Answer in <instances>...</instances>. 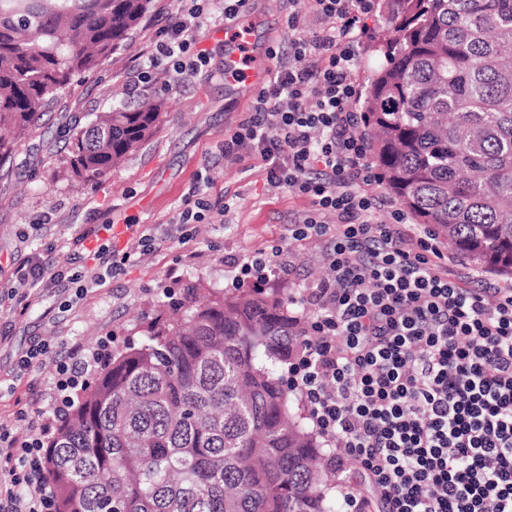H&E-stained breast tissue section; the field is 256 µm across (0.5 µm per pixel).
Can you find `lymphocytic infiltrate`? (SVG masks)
<instances>
[{"label":"lymphocytic infiltrate","mask_w":512,"mask_h":512,"mask_svg":"<svg viewBox=\"0 0 512 512\" xmlns=\"http://www.w3.org/2000/svg\"><path fill=\"white\" fill-rule=\"evenodd\" d=\"M289 39L272 43L266 85L217 146L228 161L260 160L269 185L307 198L294 241L323 240L328 272L298 304L314 312L289 371L331 463L356 462L374 500L356 512H512V284L469 288L430 232L410 236L402 211L377 222L385 202L354 109L357 46L377 0H289ZM202 8L177 9L154 34L155 55L177 81L209 61L198 46ZM213 181L198 176L182 224L200 223ZM334 223H325L326 215ZM105 349L74 344L51 395L62 413ZM29 434L0 425V512H55L43 411L17 413Z\"/></svg>","instance_id":"f902f5d3"}]
</instances>
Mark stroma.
Wrapping results in <instances>:
<instances>
[{
	"mask_svg": "<svg viewBox=\"0 0 512 512\" xmlns=\"http://www.w3.org/2000/svg\"><path fill=\"white\" fill-rule=\"evenodd\" d=\"M253 21L259 35L287 41L283 19L287 0H255ZM177 10L175 0H153V7L128 46L92 73L75 77L53 108L41 115L19 150L0 164V423L14 436L26 437L19 409L47 408L55 388L56 365L68 358L75 342L87 348L122 343L137 326L162 313L165 289L180 290L190 280L232 289L242 259L259 250L279 251L283 273L272 285L288 295L315 286L327 274L325 244L293 242L290 230L309 209L307 199L289 189L272 188L266 172L252 159L228 164L212 148L224 139L250 99L224 87V33L209 23L200 45L210 62L195 77L179 83L150 77L139 82L141 62L151 50L158 24ZM158 98L166 112L161 129L112 174L83 184L66 170L70 137L94 112L115 101L134 105ZM209 169L212 197H234L228 212H212L209 220L190 225L194 254L178 243L180 225L173 218L196 174ZM153 228L163 243L154 252H140L126 228L128 221ZM101 225V240L113 250L129 251L123 265L104 285L83 290L45 281L37 305L19 311L12 295L14 270L31 260L49 270L78 271L76 239L92 225ZM50 346L31 370L19 371L17 361L30 346Z\"/></svg>",
	"mask_w": 512,
	"mask_h": 512,
	"instance_id": "1",
	"label": "stroma"
}]
</instances>
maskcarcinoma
<instances>
[{"label":"carcinoma","instance_id":"carcinoma-1","mask_svg":"<svg viewBox=\"0 0 512 512\" xmlns=\"http://www.w3.org/2000/svg\"><path fill=\"white\" fill-rule=\"evenodd\" d=\"M153 0H0V159L72 77L127 44ZM384 61L359 100L369 156L417 224L512 280V0H385ZM164 121L111 105L69 164L107 177ZM140 327L45 444L56 512H342L285 376L302 317L289 298L185 285Z\"/></svg>","mask_w":512,"mask_h":512}]
</instances>
